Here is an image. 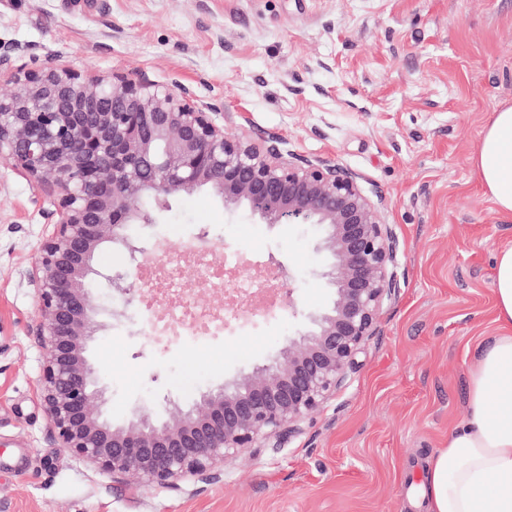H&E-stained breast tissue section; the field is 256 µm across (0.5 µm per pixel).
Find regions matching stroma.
Returning <instances> with one entry per match:
<instances>
[{"label": "stroma", "mask_w": 512, "mask_h": 512, "mask_svg": "<svg viewBox=\"0 0 512 512\" xmlns=\"http://www.w3.org/2000/svg\"><path fill=\"white\" fill-rule=\"evenodd\" d=\"M0 44L83 72L178 80L224 131L274 132L301 157L355 174L398 241L396 288L336 395L280 448H248L218 478L164 489L111 477L58 447L27 333V276L50 228L26 178L0 171V512H421L419 476L468 412L479 350L497 333L494 258L512 218L474 168L491 112L512 104V0H0ZM207 232L211 260L269 257L294 272L280 308L223 334L155 344L135 306L97 293L110 328L90 345L106 416L124 423L156 379L183 398L267 363L323 308L326 263L303 227L225 213L209 193L172 201L160 233Z\"/></svg>", "instance_id": "obj_1"}]
</instances>
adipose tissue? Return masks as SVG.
Returning a JSON list of instances; mask_svg holds the SVG:
<instances>
[{"label":"adipose tissue","mask_w":512,"mask_h":512,"mask_svg":"<svg viewBox=\"0 0 512 512\" xmlns=\"http://www.w3.org/2000/svg\"><path fill=\"white\" fill-rule=\"evenodd\" d=\"M499 212L512 216V105L492 112L474 160ZM499 333L469 379V417L426 462L423 512H512V244L494 269Z\"/></svg>","instance_id":"adipose-tissue-1"}]
</instances>
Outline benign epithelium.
<instances>
[{
	"mask_svg": "<svg viewBox=\"0 0 512 512\" xmlns=\"http://www.w3.org/2000/svg\"><path fill=\"white\" fill-rule=\"evenodd\" d=\"M15 51L0 46L11 86L0 95V166L50 200L42 214L52 231L29 274L39 313L27 332L45 352L40 396L58 446L116 479L160 488L208 481L224 459L264 441L281 447L336 394L395 288L397 240L378 204L356 176L298 157L276 133L226 135L218 113L178 81L81 72L53 55L16 66ZM200 190L263 224L314 228L331 302L270 363L187 409L172 396L143 401L116 426L88 356L105 327L92 284L101 278L130 303L149 283L132 267L102 274L96 257L109 243L134 260L156 251L131 242L127 226L158 224L171 200ZM145 199L156 209L141 207ZM194 240L196 264H210L207 234Z\"/></svg>",
	"mask_w": 512,
	"mask_h": 512,
	"instance_id": "7a95c632",
	"label": "benign epithelium"
}]
</instances>
